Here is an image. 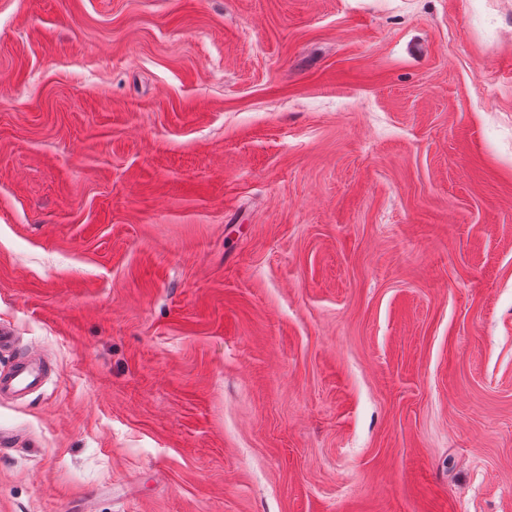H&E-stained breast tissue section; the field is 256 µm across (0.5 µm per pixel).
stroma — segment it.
<instances>
[{
	"label": "stroma",
	"mask_w": 512,
	"mask_h": 512,
	"mask_svg": "<svg viewBox=\"0 0 512 512\" xmlns=\"http://www.w3.org/2000/svg\"><path fill=\"white\" fill-rule=\"evenodd\" d=\"M0 512H512V0H0ZM46 368L29 355L6 374L0 373V398H11L38 391L44 384Z\"/></svg>",
	"instance_id": "stroma-1"
}]
</instances>
